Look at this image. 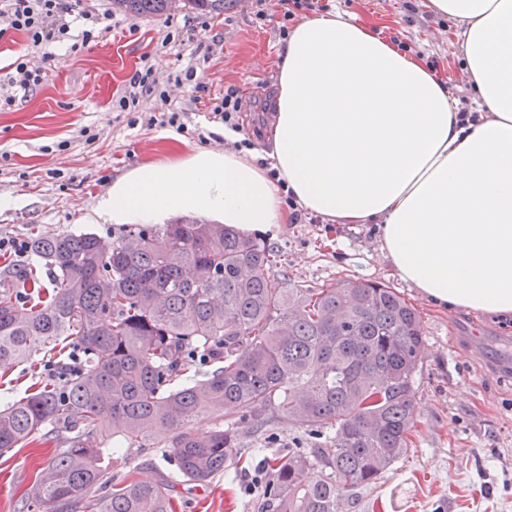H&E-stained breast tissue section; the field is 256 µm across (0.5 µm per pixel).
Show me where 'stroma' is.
<instances>
[{
    "label": "stroma",
    "instance_id": "stroma-1",
    "mask_svg": "<svg viewBox=\"0 0 512 512\" xmlns=\"http://www.w3.org/2000/svg\"><path fill=\"white\" fill-rule=\"evenodd\" d=\"M328 10L383 38L398 37L402 51L433 67L454 97L471 89L456 19L436 14L429 0H325ZM113 30L71 53L68 43L31 48L27 38L0 37V70L25 55L42 67V84L0 110V196L15 199L0 209V238L27 240L89 231L108 239L124 227L97 213L118 177L146 161L224 148L222 123L209 119L184 88L167 96H142L140 113H187L190 132L168 126L129 127L112 110L143 63L159 79L193 64L213 93L233 87L242 99V135L254 147L270 130L266 104L274 93L286 41L283 13L268 0L259 20L256 0H226L221 15L177 7L161 16L114 11L112 0H84ZM280 252L277 274L317 288L339 281H379L406 297L421 313L423 341L414 378L412 445L375 484L359 488L348 512H512V319L441 310L401 280L381 253L367 224H337L316 216L289 221L267 233ZM71 347L40 349L31 359L0 368V409L27 396L33 383L50 381V363H67ZM238 460L205 484L180 476L169 449L112 452L102 463L105 482L128 477L165 480L173 487L174 512H262L267 460L307 447L303 429L276 419L255 432L239 426ZM66 432L58 425L32 444L0 455V512H39L32 489Z\"/></svg>",
    "mask_w": 512,
    "mask_h": 512
}]
</instances>
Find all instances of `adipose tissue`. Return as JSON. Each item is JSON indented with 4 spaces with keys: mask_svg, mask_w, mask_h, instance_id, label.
Here are the masks:
<instances>
[{
    "mask_svg": "<svg viewBox=\"0 0 512 512\" xmlns=\"http://www.w3.org/2000/svg\"><path fill=\"white\" fill-rule=\"evenodd\" d=\"M430 6L463 26L475 116L390 41L306 20L283 48L269 147L142 163L115 180L102 213L153 224L193 210L263 233L284 223L285 189L308 213L373 225L422 298L512 317V0Z\"/></svg>",
    "mask_w": 512,
    "mask_h": 512,
    "instance_id": "ef3b65f1",
    "label": "adipose tissue"
}]
</instances>
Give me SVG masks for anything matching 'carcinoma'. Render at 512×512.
Instances as JSON below:
<instances>
[{
    "mask_svg": "<svg viewBox=\"0 0 512 512\" xmlns=\"http://www.w3.org/2000/svg\"><path fill=\"white\" fill-rule=\"evenodd\" d=\"M112 4L134 15L170 10V0ZM31 252L40 265L0 270V367L61 343L84 356L62 385L36 383L0 410V452L49 424L69 433L33 488L44 512H173L167 484L102 492L101 455L110 441L165 442L179 471L205 483L237 454L238 435L194 430L204 407L257 428L273 411L314 435L333 432L268 461L265 512H346L349 492L406 455L422 321L390 286L290 288L272 274L279 254L264 239L190 216L135 224L112 241L39 236ZM201 357L213 370L199 381Z\"/></svg>",
    "mask_w": 512,
    "mask_h": 512,
    "instance_id": "1",
    "label": "carcinoma"
}]
</instances>
